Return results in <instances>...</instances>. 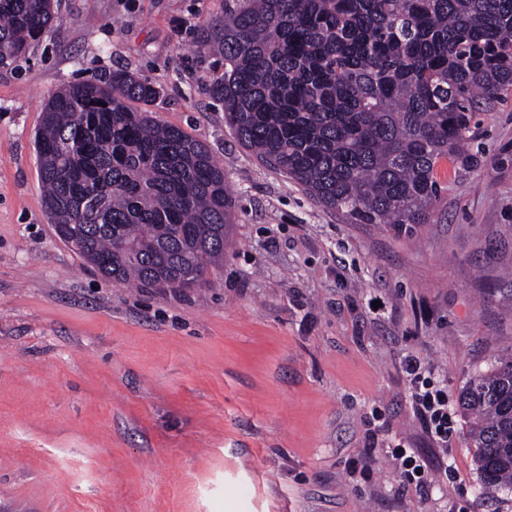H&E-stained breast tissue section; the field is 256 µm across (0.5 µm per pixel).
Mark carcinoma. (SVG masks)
<instances>
[{
  "instance_id": "carcinoma-1",
  "label": "carcinoma",
  "mask_w": 512,
  "mask_h": 512,
  "mask_svg": "<svg viewBox=\"0 0 512 512\" xmlns=\"http://www.w3.org/2000/svg\"><path fill=\"white\" fill-rule=\"evenodd\" d=\"M53 0H0V66L49 29ZM205 43L212 95L240 144L352 224H425L437 164L466 163L474 113L512 90V0H235ZM126 70L65 87L34 147L61 240L116 282L190 288L224 255V168L134 104ZM482 494L511 503L512 359L459 398Z\"/></svg>"
}]
</instances>
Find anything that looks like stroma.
Segmentation results:
<instances>
[{"instance_id": "stroma-1", "label": "stroma", "mask_w": 512, "mask_h": 512, "mask_svg": "<svg viewBox=\"0 0 512 512\" xmlns=\"http://www.w3.org/2000/svg\"><path fill=\"white\" fill-rule=\"evenodd\" d=\"M224 0H54L0 68V512H495L459 396L512 356V92L425 224H350L241 146L203 44ZM116 69L224 169L233 224L190 289L124 286L57 236L33 138L60 89ZM448 393L439 448L407 358ZM430 466L404 490L367 432ZM448 474H441V466Z\"/></svg>"}]
</instances>
